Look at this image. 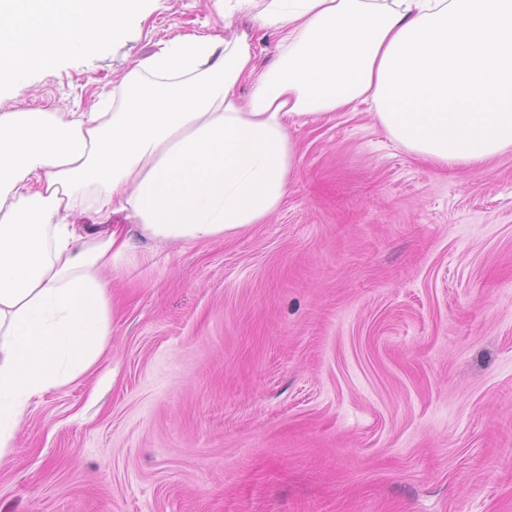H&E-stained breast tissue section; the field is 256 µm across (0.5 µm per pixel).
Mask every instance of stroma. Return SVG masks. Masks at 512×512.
<instances>
[{
    "label": "stroma",
    "instance_id": "35a3bbf8",
    "mask_svg": "<svg viewBox=\"0 0 512 512\" xmlns=\"http://www.w3.org/2000/svg\"><path fill=\"white\" fill-rule=\"evenodd\" d=\"M223 29L210 0H150L0 113L88 111L160 40ZM290 134L264 223L131 228L108 346L32 400L0 512H512V151L444 168L367 104Z\"/></svg>",
    "mask_w": 512,
    "mask_h": 512
}]
</instances>
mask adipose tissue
<instances>
[{
  "instance_id": "obj_1",
  "label": "adipose tissue",
  "mask_w": 512,
  "mask_h": 512,
  "mask_svg": "<svg viewBox=\"0 0 512 512\" xmlns=\"http://www.w3.org/2000/svg\"><path fill=\"white\" fill-rule=\"evenodd\" d=\"M147 2L0 0V84L105 52ZM215 5L275 30L273 67L257 68L246 34L190 31L159 42L89 111L0 113V460L30 402L105 351L104 271L131 250L126 224L186 246L262 223L295 166L291 125L356 103L444 167L512 149V0Z\"/></svg>"
}]
</instances>
